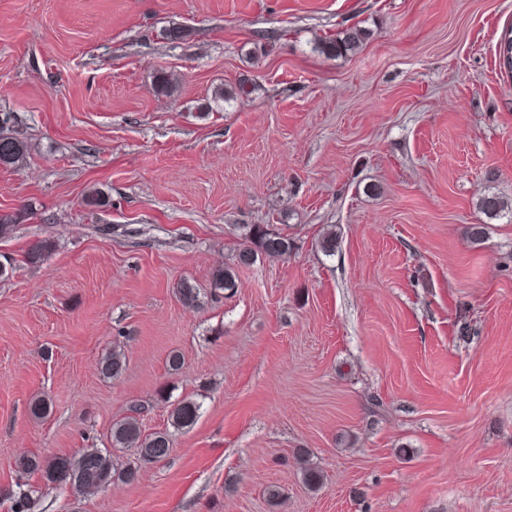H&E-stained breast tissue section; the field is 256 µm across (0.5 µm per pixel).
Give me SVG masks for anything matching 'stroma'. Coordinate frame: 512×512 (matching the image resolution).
<instances>
[{
	"label": "stroma",
	"instance_id": "35a3bbf8",
	"mask_svg": "<svg viewBox=\"0 0 512 512\" xmlns=\"http://www.w3.org/2000/svg\"><path fill=\"white\" fill-rule=\"evenodd\" d=\"M353 26L356 52L322 53ZM511 28L512 0H0V122L29 148L0 165V488L33 512H512ZM243 224L295 248L213 295ZM187 398L198 421L134 483L15 467Z\"/></svg>",
	"mask_w": 512,
	"mask_h": 512
}]
</instances>
